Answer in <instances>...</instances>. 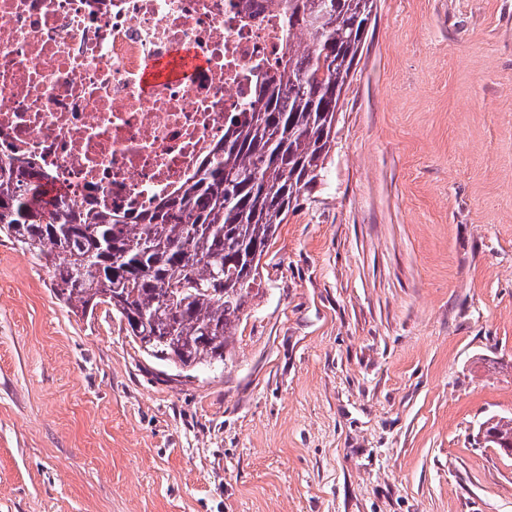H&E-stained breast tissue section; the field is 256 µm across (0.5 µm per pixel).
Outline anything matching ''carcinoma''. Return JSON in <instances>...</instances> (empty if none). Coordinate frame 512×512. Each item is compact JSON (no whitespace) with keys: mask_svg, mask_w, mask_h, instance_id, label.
I'll return each mask as SVG.
<instances>
[{"mask_svg":"<svg viewBox=\"0 0 512 512\" xmlns=\"http://www.w3.org/2000/svg\"><path fill=\"white\" fill-rule=\"evenodd\" d=\"M372 2L287 0L286 60L181 195L130 224L61 193L45 199L46 175L5 158L0 233L43 262L73 313L106 305L144 353L183 373L224 367L262 256L336 143ZM486 424L492 445L512 448V419Z\"/></svg>","mask_w":512,"mask_h":512,"instance_id":"obj_1","label":"carcinoma"}]
</instances>
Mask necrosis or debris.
Wrapping results in <instances>:
<instances>
[{
  "label": "necrosis or debris",
  "instance_id": "4bbe7bcc",
  "mask_svg": "<svg viewBox=\"0 0 512 512\" xmlns=\"http://www.w3.org/2000/svg\"><path fill=\"white\" fill-rule=\"evenodd\" d=\"M287 49L282 0H0V158L143 214L183 191ZM164 60L180 75L145 82Z\"/></svg>",
  "mask_w": 512,
  "mask_h": 512
}]
</instances>
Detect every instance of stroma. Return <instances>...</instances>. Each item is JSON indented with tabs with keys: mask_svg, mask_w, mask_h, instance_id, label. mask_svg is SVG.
Instances as JSON below:
<instances>
[{
	"mask_svg": "<svg viewBox=\"0 0 512 512\" xmlns=\"http://www.w3.org/2000/svg\"><path fill=\"white\" fill-rule=\"evenodd\" d=\"M225 368L0 234V512H512V0H377ZM485 423L488 426L485 429L484 436L491 437L488 443L503 451V448H512V419L507 421L489 419Z\"/></svg>",
	"mask_w": 512,
	"mask_h": 512,
	"instance_id": "35a3bbf8",
	"label": "stroma"
}]
</instances>
